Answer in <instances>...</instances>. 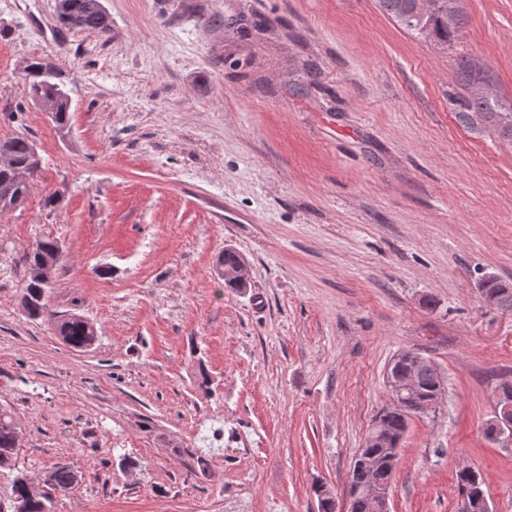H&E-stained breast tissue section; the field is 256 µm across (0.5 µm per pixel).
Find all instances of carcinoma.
Returning a JSON list of instances; mask_svg holds the SVG:
<instances>
[{"instance_id": "1", "label": "carcinoma", "mask_w": 512, "mask_h": 512, "mask_svg": "<svg viewBox=\"0 0 512 512\" xmlns=\"http://www.w3.org/2000/svg\"><path fill=\"white\" fill-rule=\"evenodd\" d=\"M98 0H60L58 18L67 30L87 31L101 36L111 31L110 21L105 10L97 6ZM414 0H379L381 10L393 18L404 29L420 33L426 29L432 34V40L442 45L453 43L463 28L466 16H461L458 28L448 30L446 22L438 17L418 18L412 14ZM23 80L30 99L36 104H44L55 113L53 122L59 134L65 136L70 131L69 92L62 79L59 66L48 58H35L26 65ZM453 111L458 121L465 126L474 125V116L490 122L502 111L505 104L498 99L488 100L470 96H459L452 101ZM9 155L8 168H0V194L23 200L29 190L30 182L16 180L17 174L37 172L35 165L41 158L35 154V146L24 136H14L0 140V153ZM62 253L59 242L45 237L33 244L27 260L29 265H36L45 259H58ZM52 284L28 279L21 289L20 302L27 309L32 320L51 323L55 334L70 348L82 351L92 347L98 339L97 329L87 319L71 315H59L51 310L50 293ZM482 299H492L496 307L512 308V283L497 277L486 280L480 286ZM414 370L417 392L407 398L403 409L398 410L389 405L380 409L373 417L372 423L379 431L397 438L409 427L410 418L417 415L415 403L422 399H439L446 392L445 380L438 379L436 372L428 368L426 360L419 359L413 352L404 353L391 370L394 379H399L408 370ZM17 424L11 413L0 406V470H9L14 465V458L19 450ZM397 466V456L389 457L383 449L362 445L357 449L347 484L350 497V512H374L372 499L363 494L360 488L378 483L391 484ZM77 471L68 463H58L45 471L42 485L33 487L30 480L17 475L12 482V505L22 507L21 512H54V501L65 496L78 486ZM455 489L457 495L476 500L486 496L482 475L478 468L471 466L467 470L455 471ZM319 512H336V498L324 485L314 486Z\"/></svg>"}]
</instances>
